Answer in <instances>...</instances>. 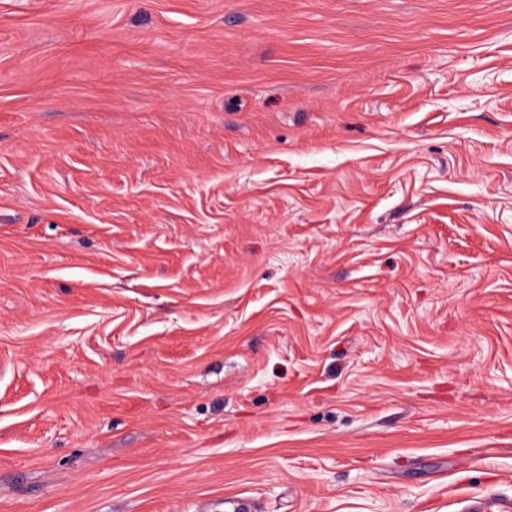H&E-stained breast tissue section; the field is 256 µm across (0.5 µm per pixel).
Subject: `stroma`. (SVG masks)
<instances>
[{
    "mask_svg": "<svg viewBox=\"0 0 512 512\" xmlns=\"http://www.w3.org/2000/svg\"><path fill=\"white\" fill-rule=\"evenodd\" d=\"M512 496V0H0V512Z\"/></svg>",
    "mask_w": 512,
    "mask_h": 512,
    "instance_id": "35a3bbf8",
    "label": "stroma"
}]
</instances>
